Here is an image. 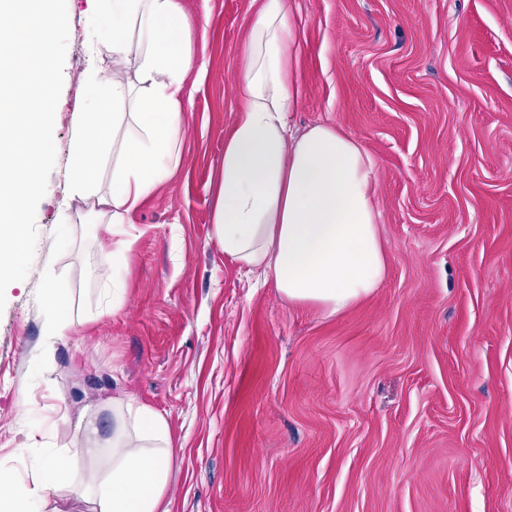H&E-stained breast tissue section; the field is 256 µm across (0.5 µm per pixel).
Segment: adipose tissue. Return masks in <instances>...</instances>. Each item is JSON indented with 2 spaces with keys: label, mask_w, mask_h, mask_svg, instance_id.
I'll list each match as a JSON object with an SVG mask.
<instances>
[{
  "label": "adipose tissue",
  "mask_w": 512,
  "mask_h": 512,
  "mask_svg": "<svg viewBox=\"0 0 512 512\" xmlns=\"http://www.w3.org/2000/svg\"><path fill=\"white\" fill-rule=\"evenodd\" d=\"M292 0H261L241 64L238 118L224 140L222 184L213 224L224 254L256 279H273L292 305L341 312L373 294L387 272L374 198L375 164L355 138L328 124L291 132L299 103L295 75L298 32ZM112 55V77L91 76L70 163V193L107 208L121 224L179 162L186 80L196 52L180 0H102L91 29ZM140 54L133 77L122 67ZM135 98L139 137L122 143L112 167V194L99 195L98 173L110 151L118 108ZM112 438L100 443L93 421L68 448H48L21 498L0 483V506L39 512L59 485L73 488L87 512H170L166 499L172 449L166 418L135 400L112 402ZM107 454V465L80 481L62 460Z\"/></svg>",
  "instance_id": "ef3b65f1"
}]
</instances>
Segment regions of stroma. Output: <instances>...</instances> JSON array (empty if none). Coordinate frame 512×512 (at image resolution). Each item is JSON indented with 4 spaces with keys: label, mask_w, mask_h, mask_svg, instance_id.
<instances>
[{
    "label": "stroma",
    "mask_w": 512,
    "mask_h": 512,
    "mask_svg": "<svg viewBox=\"0 0 512 512\" xmlns=\"http://www.w3.org/2000/svg\"><path fill=\"white\" fill-rule=\"evenodd\" d=\"M180 162L110 227L69 163L98 0H68L56 164L27 278L0 311V472L32 485L51 406L112 434V401L166 417L171 512H512V0H298L299 106L373 158L387 274L336 314L225 258L212 223L256 0H180ZM123 243V299L99 262ZM59 280L73 325L46 339Z\"/></svg>",
    "instance_id": "1"
}]
</instances>
